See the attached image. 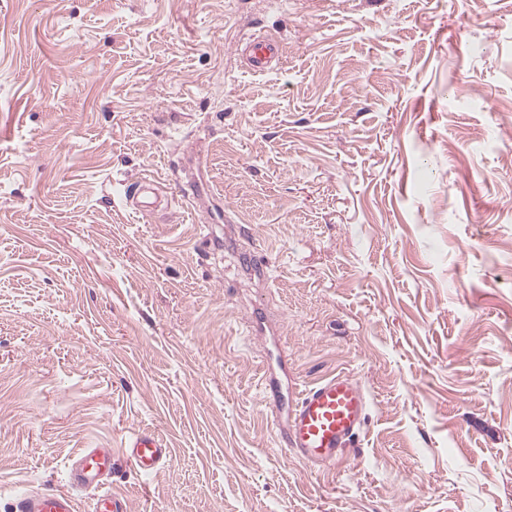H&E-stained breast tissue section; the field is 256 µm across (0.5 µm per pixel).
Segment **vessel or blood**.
I'll return each mask as SVG.
<instances>
[{"instance_id":"b4317fda","label":"vessel or blood","mask_w":512,"mask_h":512,"mask_svg":"<svg viewBox=\"0 0 512 512\" xmlns=\"http://www.w3.org/2000/svg\"><path fill=\"white\" fill-rule=\"evenodd\" d=\"M244 55L250 70L266 72L282 62L280 41L272 36L247 41ZM154 180L145 178L131 183L125 190L128 203L139 211L149 210L147 193L157 192ZM368 398L352 379L338 375L303 389L287 413L284 433L286 448L313 466L333 467L345 450L358 438L366 419ZM130 465L139 474L156 473L164 464L169 450L153 431L134 429L123 440ZM112 473V451L93 448L71 464L70 479L74 486L89 487L106 482ZM18 512H78L77 500L69 492L21 495Z\"/></svg>"}]
</instances>
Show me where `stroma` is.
I'll use <instances>...</instances> for the list:
<instances>
[{
	"label": "stroma",
	"mask_w": 512,
	"mask_h": 512,
	"mask_svg": "<svg viewBox=\"0 0 512 512\" xmlns=\"http://www.w3.org/2000/svg\"><path fill=\"white\" fill-rule=\"evenodd\" d=\"M339 374L318 468L266 382ZM87 448L132 512H512V0H0V512ZM244 55L250 70L270 71L282 63L281 43L272 36L250 39L246 42ZM158 191V187L154 180L143 178L139 182L131 183L126 187V201L133 205L134 210L149 211L153 203L147 201L146 197H143V194L151 192L156 196ZM368 398L347 375L303 389L287 413L284 442L311 466L335 467L358 438ZM123 444L127 460L141 475L156 473L169 454L162 439L147 429L138 428L128 431L124 436Z\"/></svg>",
	"instance_id": "1"
}]
</instances>
